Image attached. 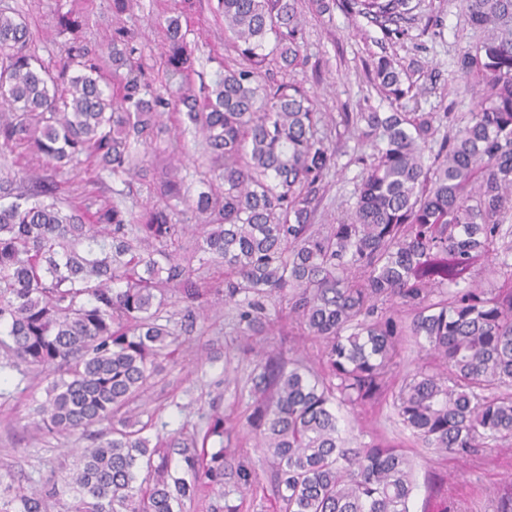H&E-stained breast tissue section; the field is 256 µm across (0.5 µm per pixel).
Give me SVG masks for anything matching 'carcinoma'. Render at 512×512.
Segmentation results:
<instances>
[{
    "mask_svg": "<svg viewBox=\"0 0 512 512\" xmlns=\"http://www.w3.org/2000/svg\"><path fill=\"white\" fill-rule=\"evenodd\" d=\"M343 6L380 24L413 10L411 0ZM459 8L483 34L457 70L462 87H481L480 104L438 142L437 113L399 110L413 85L380 58L370 81L393 108L342 113L371 153L337 224L316 223L337 165L324 113L310 91L267 68L271 57L284 71L308 62L298 0H217L239 61L202 98L179 15L167 19L158 87L131 33L114 31L116 101L95 61L70 55L53 71L27 51L26 18L0 11V155L22 149L52 171L0 176V200L12 199L0 204V356L60 373L34 433L90 440L41 488L0 479V512H176L211 495L210 512H240L218 504L224 449L205 452L214 436L232 441L239 420L153 444L151 423L131 408L177 342L159 323L173 293L191 323L222 291L253 330L267 323L266 302L285 296L322 344L317 367L270 357L248 378L245 423L271 458L280 512H410V456L378 434L349 446L336 404L374 407L391 395L402 431L434 454L512 445V0ZM165 112L202 134L208 176L193 197L173 163L180 141L158 142ZM141 146L171 160L159 192L185 202L195 223L176 220L169 204L136 211L121 200L100 204L88 223L83 208L57 202L55 175L83 158L114 178L144 176ZM191 232L197 251L224 267V289L194 277L182 244ZM409 338L421 355L396 387ZM168 447L181 449L191 478L171 473ZM235 476L237 489L256 490L248 468Z\"/></svg>",
    "mask_w": 512,
    "mask_h": 512,
    "instance_id": "1",
    "label": "carcinoma"
}]
</instances>
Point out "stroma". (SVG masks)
<instances>
[{"mask_svg":"<svg viewBox=\"0 0 512 512\" xmlns=\"http://www.w3.org/2000/svg\"><path fill=\"white\" fill-rule=\"evenodd\" d=\"M414 9L396 26L383 27L370 19L350 14L336 4L321 12L310 0H299L303 14L306 66L282 73L275 79L302 84L314 92L321 112L332 126L338 165L325 180L318 223L334 224L344 218L354 203L365 168L369 148L353 132L345 130V112H387L391 106L373 86L368 73L380 57L392 59L404 81L413 83V97L403 99L404 111L450 113L460 119L475 109L478 92L457 93L454 76L459 55L475 47L481 35L468 24L458 0H412ZM217 0H132L126 14L112 11V0H0V9L26 17L32 32L31 49L46 64H55L67 53L78 50L95 55L104 74L107 94L120 92L112 77L109 57L112 34L126 27L135 34V43L149 63L148 77L154 84L165 80L160 66L166 51L163 27L174 13H182L187 23V39L198 48L193 87L204 94L225 66L237 55L230 33L215 13ZM82 22L74 33L64 25L65 17ZM162 138L179 137L183 145L181 175L191 192L201 189L199 171L202 140L189 124L165 115ZM59 195L65 203L81 205L87 194L111 201L113 191H123L127 206L158 202L148 194L146 182L126 186L93 162L70 168L59 178ZM212 310L198 319L189 343L170 357L160 360L139 409L150 417L149 436L168 438L207 428L214 415L236 417L250 403L245 382L256 363L272 353L293 356L301 353L318 360L321 344L307 336L297 321L288 317V303L272 299L267 315L273 329L253 331L240 324L233 305L222 296H211ZM45 376L35 375L26 366L12 367L0 359V479L34 487L70 462L71 451L85 447V440L52 435H33L26 427L35 409L46 397ZM341 426L355 442H371L374 432L385 433L400 442L416 463L417 487L411 512H497L498 498L506 484H512V447L483 448L475 459L448 454L435 456L417 446L402 431L391 400L372 409L341 408ZM234 461L248 464L261 486L257 494H240L236 479L226 476L224 487L230 503L241 512H279L272 494L270 467L265 449L254 440L242 441L232 451Z\"/></svg>","mask_w":512,"mask_h":512,"instance_id":"1","label":"stroma"}]
</instances>
